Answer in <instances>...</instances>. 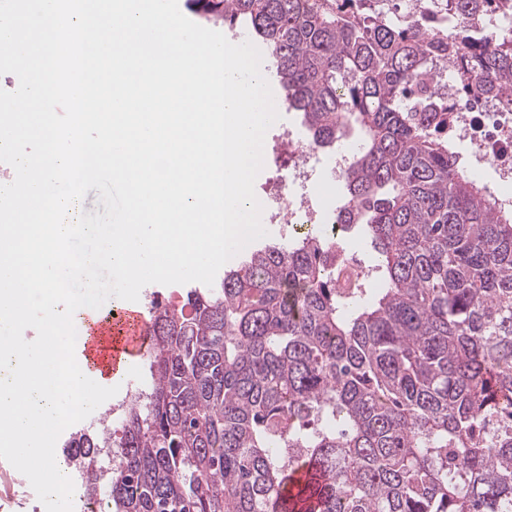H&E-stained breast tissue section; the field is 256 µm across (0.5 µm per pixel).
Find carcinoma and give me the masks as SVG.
Segmentation results:
<instances>
[{"mask_svg": "<svg viewBox=\"0 0 512 512\" xmlns=\"http://www.w3.org/2000/svg\"><path fill=\"white\" fill-rule=\"evenodd\" d=\"M198 0L265 45L308 145L360 132L336 222L260 246L175 308L150 300L147 384L66 459L107 512H512V214L448 141L512 102V0ZM456 63L457 97L437 70ZM118 466L101 464L103 439ZM344 246L351 253L357 255L366 266H373L377 263L376 253L362 236L355 233H349L345 238Z\"/></svg>", "mask_w": 512, "mask_h": 512, "instance_id": "cac0c4a2", "label": "carcinoma"}]
</instances>
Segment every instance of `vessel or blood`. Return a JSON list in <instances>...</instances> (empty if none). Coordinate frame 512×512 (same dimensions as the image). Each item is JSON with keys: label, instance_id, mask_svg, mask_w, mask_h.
<instances>
[{"label": "vessel or blood", "instance_id": "1", "mask_svg": "<svg viewBox=\"0 0 512 512\" xmlns=\"http://www.w3.org/2000/svg\"><path fill=\"white\" fill-rule=\"evenodd\" d=\"M147 320L136 307L122 309L112 320L76 322L83 342L75 349L78 363L85 365L96 382L109 387L123 379L133 360L147 344Z\"/></svg>", "mask_w": 512, "mask_h": 512}]
</instances>
